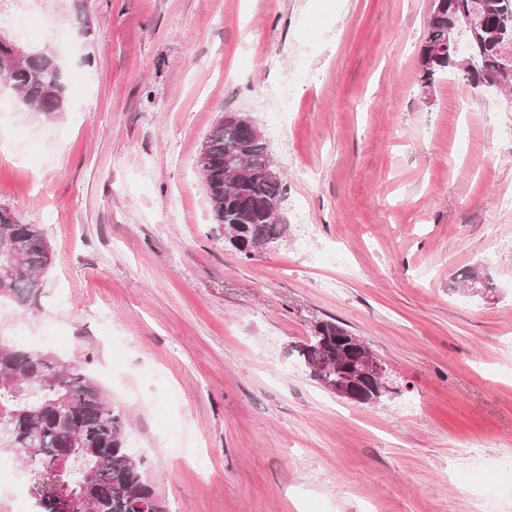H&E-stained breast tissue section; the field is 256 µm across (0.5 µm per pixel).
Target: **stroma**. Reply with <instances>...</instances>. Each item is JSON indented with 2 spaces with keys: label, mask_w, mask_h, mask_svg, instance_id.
Instances as JSON below:
<instances>
[{
  "label": "stroma",
  "mask_w": 512,
  "mask_h": 512,
  "mask_svg": "<svg viewBox=\"0 0 512 512\" xmlns=\"http://www.w3.org/2000/svg\"><path fill=\"white\" fill-rule=\"evenodd\" d=\"M431 0H0L49 50L65 111L0 77V209L51 262L37 312L0 303L129 417L167 512H512V99L420 82ZM251 113L288 232L242 257L197 157ZM483 267L494 301L460 286ZM333 318L382 359V403L298 356ZM0 501L31 471L0 442Z\"/></svg>",
  "instance_id": "stroma-1"
}]
</instances>
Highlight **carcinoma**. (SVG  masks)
Listing matches in <instances>:
<instances>
[{
  "mask_svg": "<svg viewBox=\"0 0 512 512\" xmlns=\"http://www.w3.org/2000/svg\"><path fill=\"white\" fill-rule=\"evenodd\" d=\"M461 13H478L512 36V0H432L420 50V81L429 87L436 77L448 74L474 86L484 87L490 80L503 86L512 76V61L504 62L495 38L475 48L469 67L449 53L452 17ZM0 76L12 83L28 111H64L66 82L52 55L43 53ZM205 153L202 175L215 224L231 226L235 236L228 243L249 259L253 248L276 242L287 230L272 219V206L284 202L285 187L282 179L265 176L269 146L254 130L223 119L210 131ZM239 165L245 167L246 177L231 189L227 170ZM49 264L50 247L41 228L22 224L0 209V265L14 267L13 276L0 282V299L22 311L38 309ZM350 335L336 319L320 320L299 348L305 366L326 389L333 379L321 374L326 356L353 358L344 341ZM127 425L125 412L75 365L49 351L39 355L0 340V436L21 460L34 465L33 482L53 469L60 451L69 453L73 478L79 481L72 503L40 485L35 512H165L144 459L129 446Z\"/></svg>",
  "mask_w": 512,
  "mask_h": 512,
  "instance_id": "cac0c4a2",
  "label": "carcinoma"
}]
</instances>
